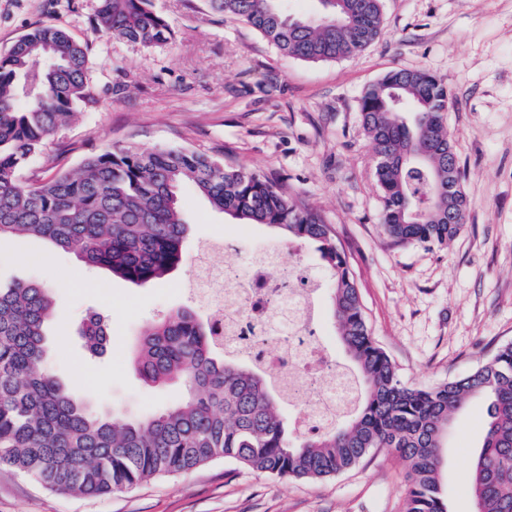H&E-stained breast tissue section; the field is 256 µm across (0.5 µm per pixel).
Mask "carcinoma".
<instances>
[{"instance_id": "carcinoma-1", "label": "carcinoma", "mask_w": 512, "mask_h": 512, "mask_svg": "<svg viewBox=\"0 0 512 512\" xmlns=\"http://www.w3.org/2000/svg\"><path fill=\"white\" fill-rule=\"evenodd\" d=\"M281 2L208 0L211 11L245 21L283 55L307 62L342 59L382 30V0H332L304 25ZM95 29L146 48L172 36L151 0H99ZM87 50L63 29L40 26L0 54V239H48L90 267L147 284L185 260L181 189L191 185L240 224L316 244L353 401L324 432L301 433L280 381L225 349L197 311L183 307L140 331L135 357L146 385L180 382L183 398L145 417L95 414L44 369L50 290L17 282L0 287V467L62 495L105 496L219 460L279 478L325 479L386 448L409 463L405 512H448L440 455L450 415L479 399L486 430L466 484L475 512H512V344L461 379L427 388L403 383L371 335L331 225L285 189L187 148L120 147L51 178L21 180L28 159L91 102ZM450 98L434 76L411 69L388 72L362 96L382 226L396 243L443 245L460 231L448 223V213L468 207L444 123ZM82 333L95 351L108 328L94 313Z\"/></svg>"}]
</instances>
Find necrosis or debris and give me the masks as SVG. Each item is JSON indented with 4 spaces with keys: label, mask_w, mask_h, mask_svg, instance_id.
<instances>
[{
    "label": "necrosis or debris",
    "mask_w": 512,
    "mask_h": 512,
    "mask_svg": "<svg viewBox=\"0 0 512 512\" xmlns=\"http://www.w3.org/2000/svg\"><path fill=\"white\" fill-rule=\"evenodd\" d=\"M283 254L271 247L247 258L238 241L225 240L194 263L191 290L215 335L242 339L250 357L284 381L299 430L313 433L349 406L351 392L313 328L318 284L309 266L292 262L280 277L268 274Z\"/></svg>",
    "instance_id": "1"
}]
</instances>
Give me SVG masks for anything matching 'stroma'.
I'll return each mask as SVG.
<instances>
[{
  "label": "stroma",
  "instance_id": "stroma-1",
  "mask_svg": "<svg viewBox=\"0 0 512 512\" xmlns=\"http://www.w3.org/2000/svg\"><path fill=\"white\" fill-rule=\"evenodd\" d=\"M173 36L145 48L97 32L98 0H0V53L54 24L88 45L94 101L52 136L22 181L73 169L119 147L188 148L265 175L331 224L358 285L375 342L403 382L459 379L512 343V0H382V33L337 61L284 56L244 21L206 0H153ZM424 70L452 94L447 126L464 171L466 222L442 246L397 244L382 228L374 145L360 121L364 90L388 72ZM186 261L168 278L135 286L87 267L73 251L27 236L0 239V281L50 289L47 370L83 376L79 397L128 415L176 402L175 386L145 385L130 362L143 326L189 304L202 245L228 235L291 247L327 280L314 244L265 225L236 224L192 187ZM93 313L109 325L104 352L79 328ZM486 423L471 402L453 414L441 477L449 512H474L465 478ZM408 465L375 450L321 480L262 475L219 461L102 497L52 493L0 469V512H404Z\"/></svg>",
  "mask_w": 512,
  "mask_h": 512
}]
</instances>
